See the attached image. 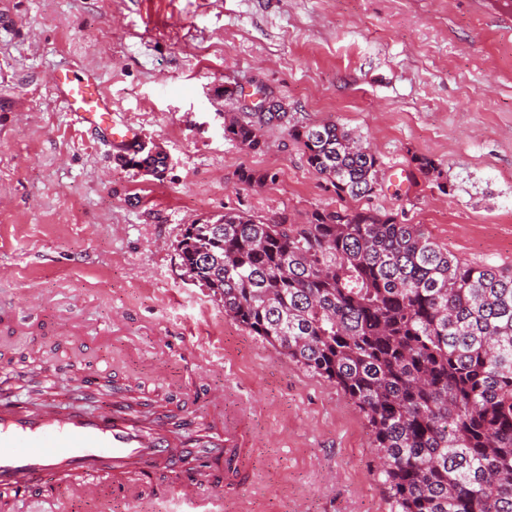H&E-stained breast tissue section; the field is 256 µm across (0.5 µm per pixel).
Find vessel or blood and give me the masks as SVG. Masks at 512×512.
Returning a JSON list of instances; mask_svg holds the SVG:
<instances>
[{
    "mask_svg": "<svg viewBox=\"0 0 512 512\" xmlns=\"http://www.w3.org/2000/svg\"><path fill=\"white\" fill-rule=\"evenodd\" d=\"M53 86L58 102L77 123L107 131L116 144L136 139L132 126L113 125L112 101L96 70L58 72ZM169 446L161 412L142 420L120 411L93 415L36 402L18 407L0 398V486L18 496L28 484L50 478L62 483L63 499L79 500L86 512H97L122 475L146 472L168 455ZM165 504L167 512H223L224 487L183 478Z\"/></svg>",
    "mask_w": 512,
    "mask_h": 512,
    "instance_id": "obj_1",
    "label": "vessel or blood"
}]
</instances>
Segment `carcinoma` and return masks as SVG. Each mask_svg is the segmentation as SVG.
Instances as JSON below:
<instances>
[{"mask_svg":"<svg viewBox=\"0 0 512 512\" xmlns=\"http://www.w3.org/2000/svg\"><path fill=\"white\" fill-rule=\"evenodd\" d=\"M284 120L233 112L224 137L261 152ZM288 134L338 196L377 192L378 158L343 128ZM192 228L181 265L225 316L364 413L392 512H512L511 270L370 210L292 224L228 209Z\"/></svg>","mask_w":512,"mask_h":512,"instance_id":"carcinoma-1","label":"carcinoma"}]
</instances>
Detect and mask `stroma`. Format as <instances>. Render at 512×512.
I'll return each mask as SVG.
<instances>
[{
  "label": "stroma",
  "instance_id": "stroma-1",
  "mask_svg": "<svg viewBox=\"0 0 512 512\" xmlns=\"http://www.w3.org/2000/svg\"><path fill=\"white\" fill-rule=\"evenodd\" d=\"M0 394L103 412L140 397L183 427L234 421L224 512H390L362 411L190 281L188 224L234 208L307 223L371 210L463 261L512 270V9L502 0H0ZM96 69L112 119L168 156L145 175L58 103L61 68ZM236 90L224 97L225 87ZM279 99L264 151L224 113ZM333 122L379 159L340 199L292 125ZM434 161L440 192L414 159ZM272 174L243 183L241 170ZM44 303L31 304L30 286ZM223 391L224 401L208 396Z\"/></svg>",
  "mask_w": 512,
  "mask_h": 512
}]
</instances>
